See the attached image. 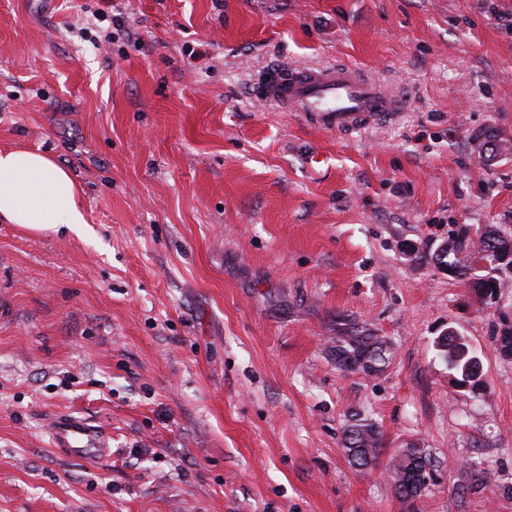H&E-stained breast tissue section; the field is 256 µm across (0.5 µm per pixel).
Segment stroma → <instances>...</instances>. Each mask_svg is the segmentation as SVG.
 <instances>
[{
	"label": "stroma",
	"instance_id": "35a3bbf8",
	"mask_svg": "<svg viewBox=\"0 0 512 512\" xmlns=\"http://www.w3.org/2000/svg\"><path fill=\"white\" fill-rule=\"evenodd\" d=\"M281 64L408 105L323 131L257 99ZM0 148L67 168L86 217L0 224V512H512V268L485 304L432 261L462 226L512 236V0H0ZM365 335L385 369H338ZM60 413L111 458L54 448ZM412 443L439 478L410 510ZM454 331L448 330L441 338L439 336L436 347L441 359L448 366V371L453 376L455 383L468 385L472 389H478L483 386L480 378L475 376L474 368L478 366L475 359H480L476 352L471 348L463 336H446L453 334ZM348 340H338L336 343V364L341 368L351 369L349 360L359 356H369L368 360L373 366H369V361L363 359L365 366L370 367L371 371L381 370L389 361L386 356L385 342L378 339L377 336H348ZM381 439L373 424H356L345 431V448L353 452L359 467H366L369 461H375L381 447ZM432 471L436 473L429 452L426 453L423 448H405L396 464L395 490L407 502H414L416 497L422 495L423 490L435 482L431 478ZM411 480H413V484L409 489L407 483ZM427 480H429L428 485L424 486Z\"/></svg>",
	"mask_w": 512,
	"mask_h": 512
}]
</instances>
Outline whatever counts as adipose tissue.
Instances as JSON below:
<instances>
[{"label":"adipose tissue","mask_w":512,"mask_h":512,"mask_svg":"<svg viewBox=\"0 0 512 512\" xmlns=\"http://www.w3.org/2000/svg\"><path fill=\"white\" fill-rule=\"evenodd\" d=\"M84 203L69 171L50 156L0 149V223L37 231H77Z\"/></svg>","instance_id":"obj_1"}]
</instances>
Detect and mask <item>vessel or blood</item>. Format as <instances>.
Here are the masks:
<instances>
[{
    "label": "vessel or blood",
    "instance_id": "obj_1",
    "mask_svg": "<svg viewBox=\"0 0 512 512\" xmlns=\"http://www.w3.org/2000/svg\"><path fill=\"white\" fill-rule=\"evenodd\" d=\"M261 101L295 112L326 131H355L392 118L404 108L401 97L361 76L350 65L300 70L282 66L268 71L257 86ZM54 447L83 459L111 455L105 434L83 419L62 414L49 424Z\"/></svg>",
    "mask_w": 512,
    "mask_h": 512
}]
</instances>
